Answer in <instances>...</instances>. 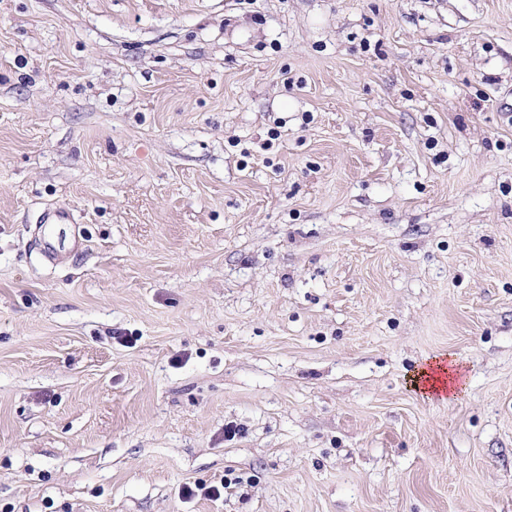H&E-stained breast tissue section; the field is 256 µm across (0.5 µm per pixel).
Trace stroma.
Segmentation results:
<instances>
[{
	"instance_id": "obj_1",
	"label": "stroma",
	"mask_w": 512,
	"mask_h": 512,
	"mask_svg": "<svg viewBox=\"0 0 512 512\" xmlns=\"http://www.w3.org/2000/svg\"><path fill=\"white\" fill-rule=\"evenodd\" d=\"M0 512H512V0H0ZM412 378V386L420 390V382L424 388L422 392L437 393L442 400H451L456 397L461 389H464V377L459 369H455V362L448 360V369L445 367L444 359L434 358L432 362L425 361V364L416 371ZM448 392V395H447Z\"/></svg>"
}]
</instances>
